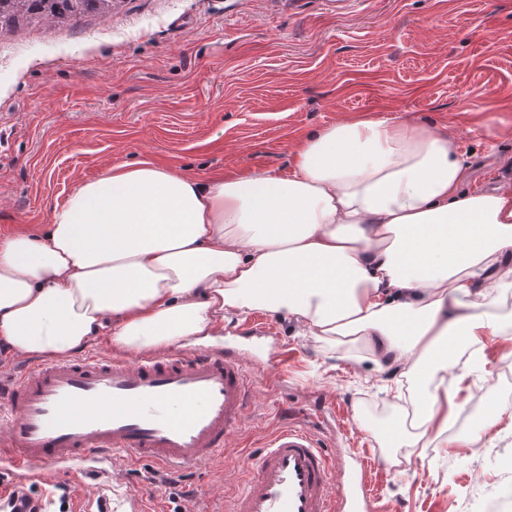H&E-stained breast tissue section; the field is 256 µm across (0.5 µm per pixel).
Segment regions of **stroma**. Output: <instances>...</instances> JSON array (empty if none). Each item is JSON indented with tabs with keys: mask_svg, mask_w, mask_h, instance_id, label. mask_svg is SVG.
<instances>
[{
	"mask_svg": "<svg viewBox=\"0 0 512 512\" xmlns=\"http://www.w3.org/2000/svg\"><path fill=\"white\" fill-rule=\"evenodd\" d=\"M394 116L456 137L470 185L512 170V0H114L105 17L0 32V237L38 229L81 181L148 158L201 178L287 174L299 141L323 127ZM501 334L461 343L448 373V423L424 449L393 446L419 378L386 389L366 350L327 343L265 310L233 318L224 339L246 359L288 354L277 380L256 377L257 417L224 458L152 480L112 461L102 483L79 467L29 483L51 512H207L243 484L283 410L325 400L345 426L324 430L332 455L371 449L383 512H512V291ZM483 369H474L473 358ZM67 494H60L59 485Z\"/></svg>",
	"mask_w": 512,
	"mask_h": 512,
	"instance_id": "stroma-1",
	"label": "stroma"
}]
</instances>
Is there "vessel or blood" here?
Masks as SVG:
<instances>
[{"label": "vessel or blood", "mask_w": 512, "mask_h": 512, "mask_svg": "<svg viewBox=\"0 0 512 512\" xmlns=\"http://www.w3.org/2000/svg\"><path fill=\"white\" fill-rule=\"evenodd\" d=\"M250 364L232 346L128 361L100 352L31 362L0 380V460L46 480L50 467L105 475L114 457L182 470L223 458L254 410ZM311 428L285 425L257 455L238 458L248 479L224 512H377L369 451L327 455Z\"/></svg>", "instance_id": "vessel-or-blood-1"}]
</instances>
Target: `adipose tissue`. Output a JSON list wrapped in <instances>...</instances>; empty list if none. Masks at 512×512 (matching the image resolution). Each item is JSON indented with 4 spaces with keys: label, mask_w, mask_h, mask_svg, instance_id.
<instances>
[{
    "label": "adipose tissue",
    "mask_w": 512,
    "mask_h": 512,
    "mask_svg": "<svg viewBox=\"0 0 512 512\" xmlns=\"http://www.w3.org/2000/svg\"><path fill=\"white\" fill-rule=\"evenodd\" d=\"M512 288V186H467L448 134L394 117L327 126L285 176L200 179L150 160L79 182L46 229L0 238V341L53 359L97 336L136 354L214 343L263 309L331 342L366 343L376 371L423 373L418 447L448 428L457 342L498 335Z\"/></svg>",
    "instance_id": "adipose-tissue-1"
}]
</instances>
